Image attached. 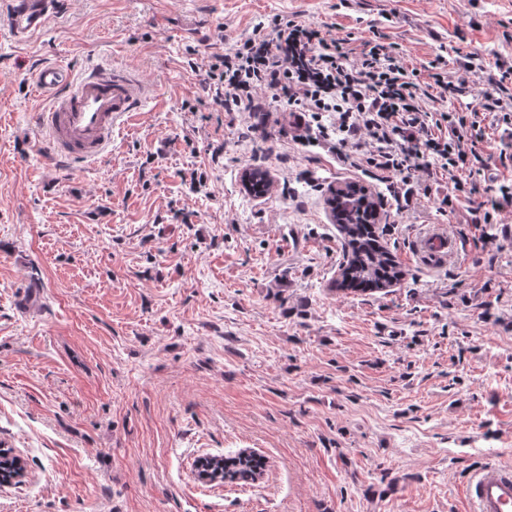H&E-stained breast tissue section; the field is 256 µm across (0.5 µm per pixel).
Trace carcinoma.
Instances as JSON below:
<instances>
[{
	"label": "carcinoma",
	"instance_id": "carcinoma-1",
	"mask_svg": "<svg viewBox=\"0 0 512 512\" xmlns=\"http://www.w3.org/2000/svg\"><path fill=\"white\" fill-rule=\"evenodd\" d=\"M351 191V185L336 188L331 208L343 235L346 260L341 264L339 286L343 291L366 292L391 285L402 276V270L391 252L378 239L375 220L368 219L376 205L372 195H340ZM202 460L212 468L211 481L247 484L256 481L264 470L262 459L243 456L241 452L205 455ZM26 468L24 460L11 452L0 456V483H9Z\"/></svg>",
	"mask_w": 512,
	"mask_h": 512
}]
</instances>
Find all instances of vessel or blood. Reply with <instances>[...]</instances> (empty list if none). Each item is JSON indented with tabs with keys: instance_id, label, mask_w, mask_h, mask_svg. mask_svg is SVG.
<instances>
[{
	"instance_id": "obj_1",
	"label": "vessel or blood",
	"mask_w": 512,
	"mask_h": 512,
	"mask_svg": "<svg viewBox=\"0 0 512 512\" xmlns=\"http://www.w3.org/2000/svg\"><path fill=\"white\" fill-rule=\"evenodd\" d=\"M52 7V0H14L9 25L15 36L40 29ZM34 85L52 99L51 106L36 115L46 148L67 162L104 158L113 129L129 121L149 99L148 87L118 66L74 74L47 65L36 72ZM414 255L426 265H441L454 257L455 244L435 226L418 237ZM465 493L474 512H512V465L478 467L466 480Z\"/></svg>"
}]
</instances>
